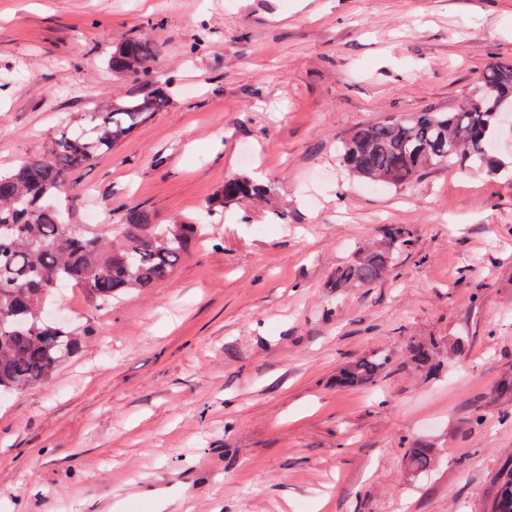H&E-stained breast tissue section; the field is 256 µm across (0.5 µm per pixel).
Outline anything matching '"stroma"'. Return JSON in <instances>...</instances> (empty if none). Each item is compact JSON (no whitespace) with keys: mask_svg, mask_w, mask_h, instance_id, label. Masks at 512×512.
Here are the masks:
<instances>
[{"mask_svg":"<svg viewBox=\"0 0 512 512\" xmlns=\"http://www.w3.org/2000/svg\"><path fill=\"white\" fill-rule=\"evenodd\" d=\"M158 49L156 83L115 77L116 41ZM512 62V0H0V170L44 155L81 113L155 89L169 103L78 178L70 223L126 208L203 229L173 276L111 306L45 384L0 396V512H490L512 460V123L496 172L401 187L352 176L360 125L451 112ZM264 192L207 214L229 178ZM393 224L390 272L336 291L337 267ZM463 339L430 374L408 345ZM386 352L365 384L347 363ZM481 423H474V416ZM433 448L424 473L408 452Z\"/></svg>","mask_w":512,"mask_h":512,"instance_id":"35a3bbf8","label":"stroma"}]
</instances>
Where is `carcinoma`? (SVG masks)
I'll return each mask as SVG.
<instances>
[{
  "label": "carcinoma",
  "instance_id": "obj_1",
  "mask_svg": "<svg viewBox=\"0 0 512 512\" xmlns=\"http://www.w3.org/2000/svg\"><path fill=\"white\" fill-rule=\"evenodd\" d=\"M157 50L148 38L118 42L108 64L116 76L149 78L155 73ZM478 90L453 112H417L391 117L356 129L342 146L351 173L374 185L400 187L422 172L438 167L499 168L488 151L500 115L512 108V63L493 66ZM157 90L134 100H117L84 113L86 124L52 138L44 157L27 159L0 172V393L44 383L56 368L75 357L90 325L74 327L50 319L47 305L63 283L83 289L96 306L112 304L119 292L145 290L169 279L200 235V223L156 224L138 207L126 209L120 232L110 224H68L59 201L78 187L75 174L130 135L152 113L167 106ZM263 192L246 176L224 182L212 207H240ZM412 241L411 230L394 225L377 246L361 251L336 269L332 287H366L379 281L395 253ZM438 342L409 345V360L427 373L439 365ZM390 356L375 353L346 364L338 383L352 386L372 380ZM411 466L418 472L433 464L431 448H412ZM491 512H512V462L500 474Z\"/></svg>",
  "mask_w": 512,
  "mask_h": 512
}]
</instances>
